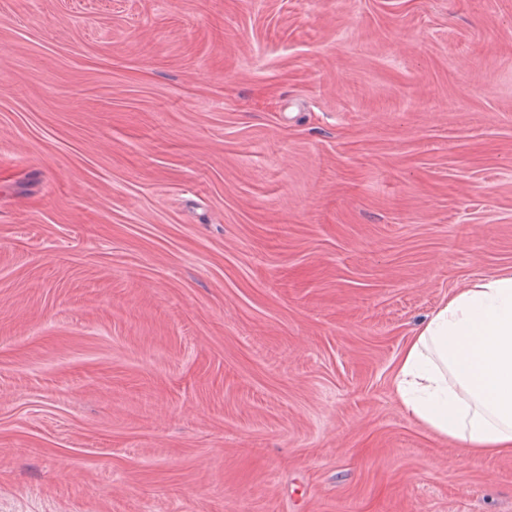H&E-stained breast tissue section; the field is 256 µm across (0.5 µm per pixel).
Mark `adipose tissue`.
Listing matches in <instances>:
<instances>
[{
	"label": "adipose tissue",
	"mask_w": 512,
	"mask_h": 512,
	"mask_svg": "<svg viewBox=\"0 0 512 512\" xmlns=\"http://www.w3.org/2000/svg\"><path fill=\"white\" fill-rule=\"evenodd\" d=\"M404 410L463 456H512V273L480 277L422 323L397 363Z\"/></svg>",
	"instance_id": "1"
}]
</instances>
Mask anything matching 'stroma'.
Wrapping results in <instances>:
<instances>
[{"label": "stroma", "mask_w": 512, "mask_h": 512, "mask_svg": "<svg viewBox=\"0 0 512 512\" xmlns=\"http://www.w3.org/2000/svg\"><path fill=\"white\" fill-rule=\"evenodd\" d=\"M512 272V0H0V512H512L397 359Z\"/></svg>", "instance_id": "obj_1"}]
</instances>
